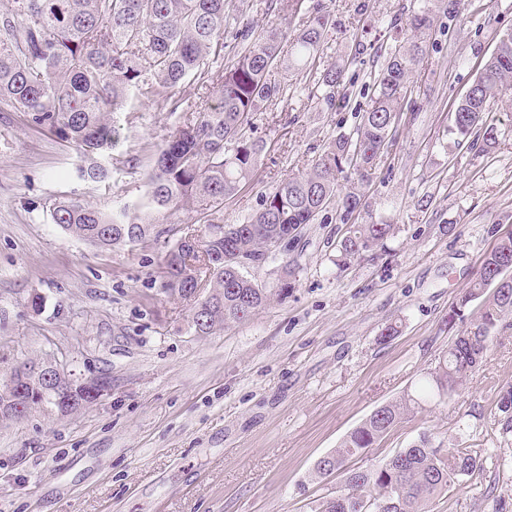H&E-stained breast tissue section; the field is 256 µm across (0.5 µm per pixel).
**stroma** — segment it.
<instances>
[{"instance_id":"1","label":"stroma","mask_w":512,"mask_h":512,"mask_svg":"<svg viewBox=\"0 0 512 512\" xmlns=\"http://www.w3.org/2000/svg\"><path fill=\"white\" fill-rule=\"evenodd\" d=\"M254 31L284 26L271 0H228ZM420 0H322V64L344 60L335 103L317 73H272L284 87L254 114L268 144L249 181L224 202L239 224L288 177L305 172L366 108L373 78ZM413 89L372 182L345 181L363 206L351 223L392 225L382 247L347 260L340 203L308 225L290 254L291 286L248 320L197 335L186 301L162 291L161 258L187 228L181 210L157 234L100 249L54 224L61 198L102 209L144 194L178 115L140 94L113 115L116 143L98 158L61 141L30 114L0 106V385L24 363L58 361L111 391L77 412L37 408L0 417V512H314L342 483L316 462L376 408L417 391L448 348V314L483 255L512 232V93L484 119L497 131L451 133L454 104L499 38L512 0H472L448 19L440 0ZM101 164L103 182L81 177ZM399 333L381 341L382 329ZM512 387V316L455 398L405 417L357 464L370 467L421 432L443 448L484 453L433 512H512V433L495 415Z\"/></svg>"}]
</instances>
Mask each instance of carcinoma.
<instances>
[{"instance_id":"carcinoma-1","label":"carcinoma","mask_w":512,"mask_h":512,"mask_svg":"<svg viewBox=\"0 0 512 512\" xmlns=\"http://www.w3.org/2000/svg\"><path fill=\"white\" fill-rule=\"evenodd\" d=\"M309 2L279 0L284 18L308 16L291 34L276 27L260 34L248 26L230 29L227 0H9L0 11V102L29 113L35 123L87 155L112 149L111 115L122 110L131 91L175 113L180 107L177 88L190 77H207L205 89L215 95V103L195 116H183L158 151L141 200L112 211L59 200L51 212L62 230L106 249L145 238L179 210L199 214L207 224L206 239L199 242L204 256L191 254L178 241L163 259L165 292L186 300L188 289L208 288L191 312L199 336L240 323L271 297L288 292V280L267 288L250 279L231 256L261 258L269 240L314 223L336 199L338 175L347 172L370 183L432 29L430 9L421 3L407 21L411 37L395 46L378 74L371 104L353 133L337 136L306 173L281 181L258 211L226 229L224 200L237 194L266 148L264 140L253 136V114L283 95L284 86L271 80L270 72L314 68L320 58L328 19L320 4ZM228 30L232 56L212 71L210 61L224 57ZM342 76L336 65L319 72L322 100H335ZM511 78L512 33H507L473 82V94L455 105L453 133L467 137ZM342 207L347 222L361 207V196L347 193ZM391 234L390 224H352L339 251L354 257ZM509 265L511 234L484 255L474 284L448 313V329L459 323L465 328L456 331L420 394L408 393L378 407L327 455L343 484L320 499L316 512H432L435 499L448 488L483 470L480 452L443 451L425 433L380 465L363 469L352 460L398 426L422 399L446 403L459 392L487 351L492 331L512 315V285L494 289L475 316L468 319L465 311ZM5 401L3 417L20 418L44 406L67 414L95 399L87 394L65 400L17 379L8 397L0 395V407ZM496 408L502 431L512 432V387L500 393Z\"/></svg>"}]
</instances>
